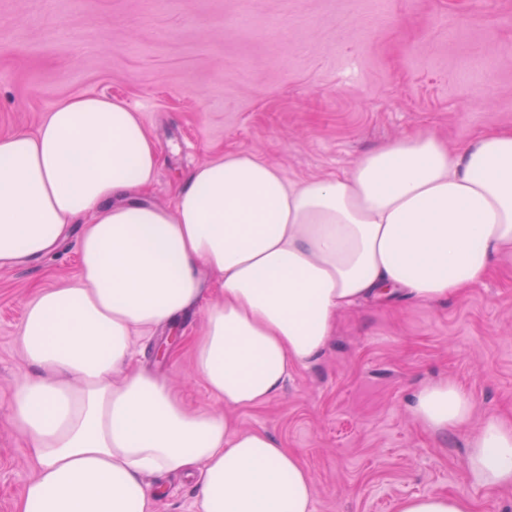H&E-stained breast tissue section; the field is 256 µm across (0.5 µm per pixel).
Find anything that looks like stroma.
Here are the masks:
<instances>
[{
    "instance_id": "1",
    "label": "stroma",
    "mask_w": 512,
    "mask_h": 512,
    "mask_svg": "<svg viewBox=\"0 0 512 512\" xmlns=\"http://www.w3.org/2000/svg\"><path fill=\"white\" fill-rule=\"evenodd\" d=\"M0 0V135L34 132L70 97L105 96L139 112L161 161L146 199L171 203L192 169L252 154L289 180L349 172L375 147L419 129L456 150L512 129V0ZM245 13L243 23L231 16ZM80 229L57 256L0 269V512H16L35 476L11 415L24 371L18 342L35 289L69 284ZM206 304L138 342L140 366L192 408L223 409L192 371L188 339ZM451 378L476 417L512 424V252L461 298L376 297L342 313L320 358L293 370L266 405L236 422L296 452L315 482L314 512H395L442 492L475 512H512V487L471 484L467 438L436 436L412 416L414 393ZM157 512H199L191 478L170 474Z\"/></svg>"
}]
</instances>
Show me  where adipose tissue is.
I'll return each instance as SVG.
<instances>
[{"instance_id":"ef3b65f1","label":"adipose tissue","mask_w":512,"mask_h":512,"mask_svg":"<svg viewBox=\"0 0 512 512\" xmlns=\"http://www.w3.org/2000/svg\"><path fill=\"white\" fill-rule=\"evenodd\" d=\"M158 147L123 102L77 96L35 133L0 136V268L49 258L83 221L78 273L36 289L19 342L28 368L11 404L37 475L16 512H154L151 476L196 478L200 512H313L300 456L232 413L278 396L316 361L337 313L402 291L462 296L512 251V130L456 153L419 130L365 154L346 174L302 183L255 156L195 167L172 209L138 202ZM190 348L223 411L191 409L136 368L138 336L174 324L211 288ZM414 418L466 435L468 472L487 494L512 485V427L474 416L442 379L413 396ZM395 512H474L464 496L400 499Z\"/></svg>"}]
</instances>
